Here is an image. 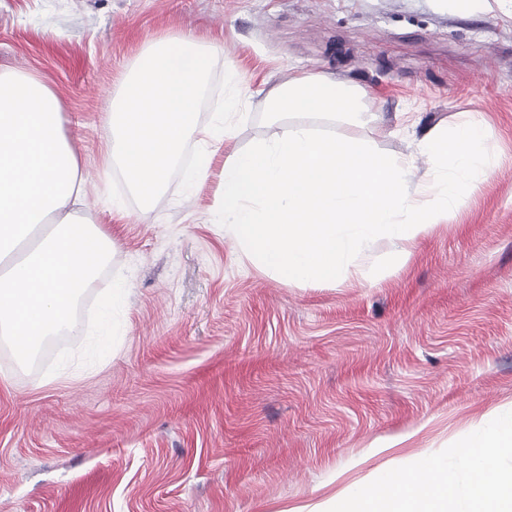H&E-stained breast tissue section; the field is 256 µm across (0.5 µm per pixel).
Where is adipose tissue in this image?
<instances>
[{
    "label": "adipose tissue",
    "instance_id": "ef3b65f1",
    "mask_svg": "<svg viewBox=\"0 0 512 512\" xmlns=\"http://www.w3.org/2000/svg\"><path fill=\"white\" fill-rule=\"evenodd\" d=\"M38 75L0 72V335L20 359L73 329V306L111 264L113 237L80 215L84 180Z\"/></svg>",
    "mask_w": 512,
    "mask_h": 512
}]
</instances>
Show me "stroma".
Instances as JSON below:
<instances>
[{"instance_id": "obj_1", "label": "stroma", "mask_w": 512, "mask_h": 512, "mask_svg": "<svg viewBox=\"0 0 512 512\" xmlns=\"http://www.w3.org/2000/svg\"><path fill=\"white\" fill-rule=\"evenodd\" d=\"M163 36L199 40L253 95L201 183L145 209L110 199L104 144L120 84ZM0 70L53 88L85 217L119 248L77 330L25 363L0 344V512H289L512 408V0H0ZM300 74L363 87L383 153L468 116L494 147L490 176L375 284L362 275L386 240L342 285L302 288L216 222L225 158L281 131L260 119L264 80ZM116 278L127 299L96 356Z\"/></svg>"}]
</instances>
